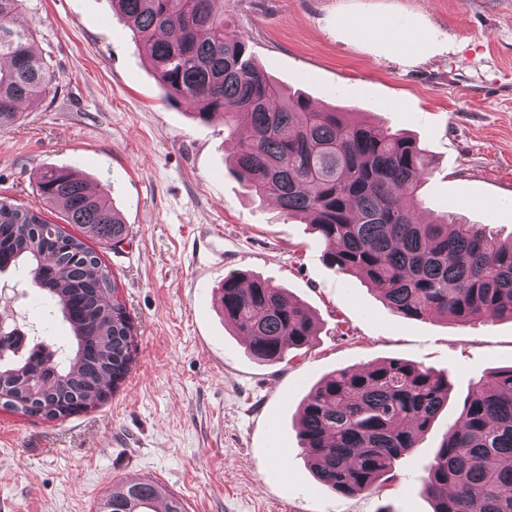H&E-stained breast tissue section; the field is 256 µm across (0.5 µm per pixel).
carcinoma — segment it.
Returning a JSON list of instances; mask_svg holds the SVG:
<instances>
[{"mask_svg":"<svg viewBox=\"0 0 512 512\" xmlns=\"http://www.w3.org/2000/svg\"><path fill=\"white\" fill-rule=\"evenodd\" d=\"M112 7L168 97L229 127L238 177L284 214L306 218L331 266L367 281L409 319L512 322V237L446 216L416 220L412 204L427 162L414 138L285 93L251 62L245 38L224 18V0H112ZM23 9L24 0H0V131L56 83L30 29L17 23ZM36 186L45 202L62 206L64 223L0 197V271L12 267L44 291L71 339L62 353L42 344L26 351L16 324H0V408L54 422L108 401L136 355L116 277L84 241L113 249L128 226L71 171L46 169ZM219 292L224 323L258 362H280L316 335L305 306L265 279L230 273ZM447 403L448 377L430 368L395 359L343 368L303 398L298 436L323 487L369 491ZM425 472L432 512H512V366L477 383ZM156 499L165 512H185L150 480L112 490L96 512H152Z\"/></svg>","mask_w":512,"mask_h":512,"instance_id":"1","label":"carcinoma"}]
</instances>
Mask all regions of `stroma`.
<instances>
[{
	"instance_id": "1",
	"label": "stroma",
	"mask_w": 512,
	"mask_h": 512,
	"mask_svg": "<svg viewBox=\"0 0 512 512\" xmlns=\"http://www.w3.org/2000/svg\"><path fill=\"white\" fill-rule=\"evenodd\" d=\"M253 61L317 107L415 137L428 175L419 220L456 211L512 235V0H224ZM370 20L377 31L363 33ZM19 24L58 76L0 131V197L38 195L48 168L104 191L129 228L102 258L135 325L137 355L102 406L48 422L0 412V512H93L114 486L149 478L186 512H432L424 467L490 371L512 365V322L460 325L392 312L338 272L310 224L253 197L225 157L223 122L169 103L112 0H25ZM397 31L414 46L393 43ZM288 289L313 315L311 343L274 364L206 302L226 274ZM34 343L68 342L41 293L0 273V305ZM390 359L447 375L448 404L377 490L339 495L315 480L296 430L329 373Z\"/></svg>"
}]
</instances>
